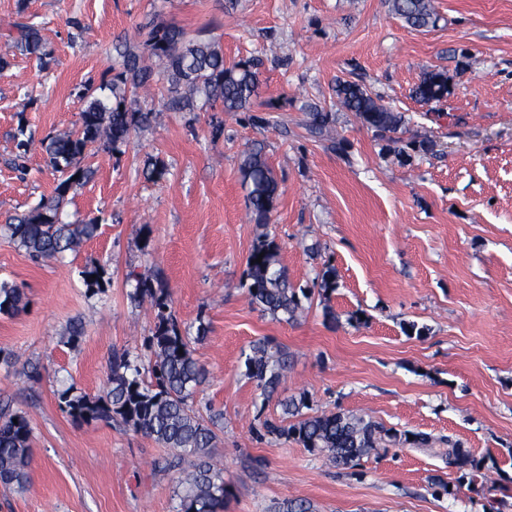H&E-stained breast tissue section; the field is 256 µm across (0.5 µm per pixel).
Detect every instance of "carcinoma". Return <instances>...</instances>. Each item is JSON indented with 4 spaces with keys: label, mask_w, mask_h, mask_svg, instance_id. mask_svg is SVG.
Masks as SVG:
<instances>
[{
    "label": "carcinoma",
    "mask_w": 512,
    "mask_h": 512,
    "mask_svg": "<svg viewBox=\"0 0 512 512\" xmlns=\"http://www.w3.org/2000/svg\"><path fill=\"white\" fill-rule=\"evenodd\" d=\"M389 7L413 30H426L436 23L432 0H389ZM8 27L14 46L36 57L42 69H47L50 57L40 30L20 21L10 22ZM146 28L145 50L124 52L121 71L96 87L86 88L79 128L58 132L42 142L49 164L64 178L52 200L15 217L8 225L11 238L35 261L57 259L97 232L98 224L93 220L62 223L59 210L68 192L91 175L90 169L81 166L89 146H113L125 141L132 129L149 123L152 111L137 108L138 89L156 78L164 80L166 93L158 104L168 112H192L201 98L212 107L221 104L224 112L248 111L259 96L260 59L241 60L228 67L223 47L215 39H188L183 29L153 21ZM334 92L344 111L354 113L380 139L396 142L394 134L405 124L403 113L393 111L355 81L336 80ZM413 94L424 103L438 102L448 94V78L440 71H426ZM308 115L311 135L336 146L329 114L314 107ZM239 171L247 188L249 218L263 228L270 222L278 182L258 150L243 154ZM259 256L262 261L258 263ZM248 260L251 303L274 316L293 318L299 298L279 264L277 246L267 234L259 235ZM136 293L150 298L155 311V328L145 343L150 381L141 378L140 368L132 364L127 352H114L110 378L101 394L91 398L66 389L58 394L59 405L77 422L118 417L132 430L167 448L170 456L164 468L178 473L177 512H224V470L212 461L221 414L205 418L190 404L207 377L205 367L191 350L192 343L204 338L205 326H199L193 338L183 334L169 311L165 292L152 288L142 275L137 276ZM20 302L18 289L0 283V313L17 310ZM251 351L246 357L248 375L269 397L277 391L288 368L286 354L280 350L272 353L268 344L260 341L252 345ZM280 405L288 425L268 421L267 432L291 438L310 452L322 453L338 467L356 466L387 441L414 448L434 444L427 434L406 431L400 435L370 418L342 411L309 415L303 412L309 408L304 393L290 396ZM31 456L27 418L0 410V484L24 487ZM448 463L460 473L458 480L476 484L482 461L461 443L448 442ZM274 512H313V505L305 500H285L274 507Z\"/></svg>",
    "instance_id": "obj_1"
}]
</instances>
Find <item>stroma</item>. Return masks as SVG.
Segmentation results:
<instances>
[{
    "label": "stroma",
    "mask_w": 512,
    "mask_h": 512,
    "mask_svg": "<svg viewBox=\"0 0 512 512\" xmlns=\"http://www.w3.org/2000/svg\"><path fill=\"white\" fill-rule=\"evenodd\" d=\"M433 5L435 26L415 31L388 0H0V22L37 24L52 56L40 69L0 35V282L22 295L0 313V408L32 430L28 482L0 485V512H176L166 448L118 419L72 421L57 398L98 395L113 351L145 365L154 313L135 291L143 273L181 330L208 329L192 345L208 371L192 406L224 414L213 450L224 512L288 499L314 512H483L485 490L457 485L446 447L388 443L343 468L265 434L280 399L300 393L314 413L459 440L512 512V0ZM153 20L220 40L226 64L262 59L261 97L248 112H153L113 149L91 146L94 174L61 217L99 229L34 262L5 222L52 198L61 175L39 147L16 165L17 129L39 143L78 128L85 88L112 76L118 48L142 49ZM428 70L447 75L449 92L425 104L412 90ZM340 78L404 113L398 146L337 105ZM310 105L331 113L338 147L308 132ZM255 147L279 185L263 230L239 173ZM155 159L167 168L156 181L143 174ZM262 231L290 285L308 292L289 322L250 301L247 258ZM93 267L96 286L81 276ZM260 339L290 358L267 400L245 368Z\"/></svg>",
    "instance_id": "1"
}]
</instances>
